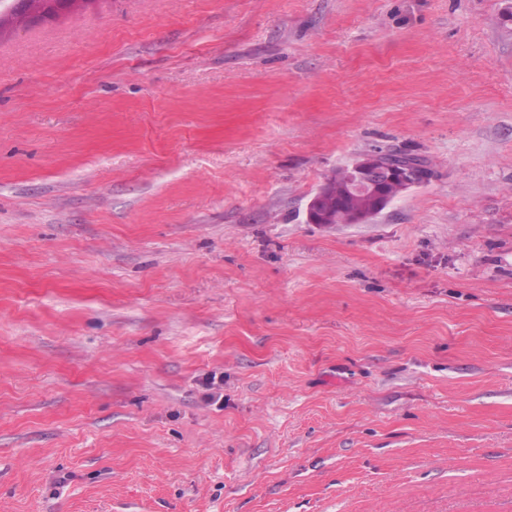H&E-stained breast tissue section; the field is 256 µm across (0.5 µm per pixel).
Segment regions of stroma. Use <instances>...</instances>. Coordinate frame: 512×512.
Segmentation results:
<instances>
[{"instance_id":"35a3bbf8","label":"stroma","mask_w":512,"mask_h":512,"mask_svg":"<svg viewBox=\"0 0 512 512\" xmlns=\"http://www.w3.org/2000/svg\"><path fill=\"white\" fill-rule=\"evenodd\" d=\"M0 512H512V0L1 28ZM402 152V151H400ZM386 150L368 153L347 166L348 186L351 192L364 198L371 197L384 186V195L391 203L401 195L404 190L400 181L406 188L422 184L431 174L428 161L424 158L402 152L410 161L418 162L422 169L413 164H390L384 160ZM426 172V173H425ZM326 178L323 186L329 184L327 190L319 197L320 210L327 216L331 224H350L353 214L368 210L367 202L360 196L350 193L345 183L344 175L336 170ZM331 179V180H330ZM318 209L317 196H313L306 209V220L310 224H325L323 215ZM352 224H364L361 219H355Z\"/></svg>"}]
</instances>
